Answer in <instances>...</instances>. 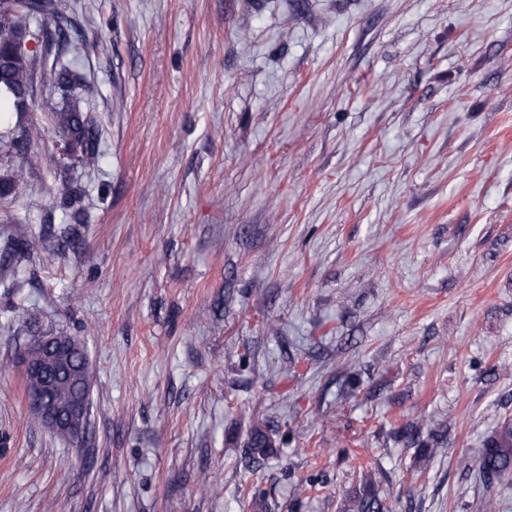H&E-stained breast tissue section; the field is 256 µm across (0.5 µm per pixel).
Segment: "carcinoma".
Wrapping results in <instances>:
<instances>
[{
	"mask_svg": "<svg viewBox=\"0 0 512 512\" xmlns=\"http://www.w3.org/2000/svg\"><path fill=\"white\" fill-rule=\"evenodd\" d=\"M75 0H0V128L7 140L0 146L7 148L12 167L0 175V203L14 197L17 187L40 164V155L34 150L25 130L12 124L13 115L27 107L36 90L48 93L43 101L44 119L63 142V158L77 164L81 171L89 172L98 165L102 124L89 111L97 93L94 82L79 74L72 66H59V53L71 47L74 51L86 45L84 31L75 20ZM54 25V33L43 40L44 54L37 59L29 53L17 52L19 45L30 37L32 29L40 24ZM74 234L69 224L58 230H43L40 244L51 252L58 248L59 240ZM32 248L27 237L14 230L5 234L0 260L7 264L12 276L19 277ZM276 445L275 432L265 418L253 422L244 442L241 457L243 469L251 474L258 471L272 454ZM512 472V422L506 421L483 448L478 461V475L485 481ZM252 512H274L262 490L245 483L242 488ZM355 512H385L386 506L374 488L368 484L353 505Z\"/></svg>",
	"mask_w": 512,
	"mask_h": 512,
	"instance_id": "carcinoma-1",
	"label": "carcinoma"
}]
</instances>
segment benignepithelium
I'll return each instance as SVG.
<instances>
[{
    "label": "benign epithelium",
    "mask_w": 512,
    "mask_h": 512,
    "mask_svg": "<svg viewBox=\"0 0 512 512\" xmlns=\"http://www.w3.org/2000/svg\"><path fill=\"white\" fill-rule=\"evenodd\" d=\"M88 355L85 345L74 338L49 333L38 336L23 349V376H40L41 387L26 395L27 408L32 416L57 429L68 431L79 440L87 433L84 420L88 404L84 396L74 394L69 401L56 400L59 390L71 383L76 374L79 355Z\"/></svg>",
    "instance_id": "benign-epithelium-1"
}]
</instances>
